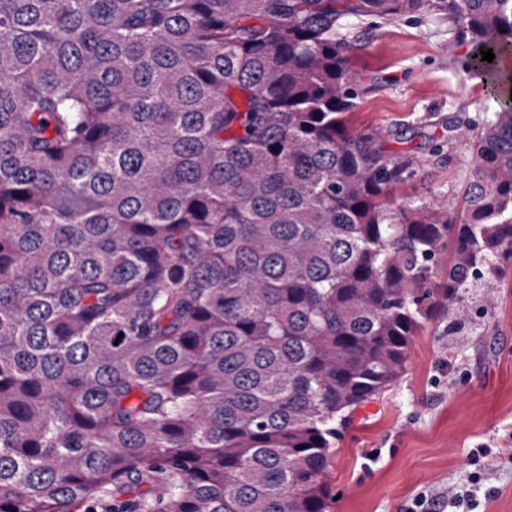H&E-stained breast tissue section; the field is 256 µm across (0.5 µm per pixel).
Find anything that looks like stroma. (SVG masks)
<instances>
[{"mask_svg":"<svg viewBox=\"0 0 512 512\" xmlns=\"http://www.w3.org/2000/svg\"><path fill=\"white\" fill-rule=\"evenodd\" d=\"M350 67L363 87L353 132L381 130L392 152L415 146L426 164L393 188L396 198L462 191L464 122L483 111L481 81L462 62L470 47L435 14L370 18L349 33ZM456 117L458 127L445 120ZM425 127L426 138H412ZM448 145L432 157L434 146ZM463 331L440 310L415 337L395 384L357 408L336 444L325 480L331 512H402L421 492L481 479L476 512H512V258L468 288ZM487 455L473 457L475 448Z\"/></svg>","mask_w":512,"mask_h":512,"instance_id":"1","label":"stroma"}]
</instances>
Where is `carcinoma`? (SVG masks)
Returning a JSON list of instances; mask_svg holds the SVG:
<instances>
[{
  "instance_id": "carcinoma-1",
  "label": "carcinoma",
  "mask_w": 512,
  "mask_h": 512,
  "mask_svg": "<svg viewBox=\"0 0 512 512\" xmlns=\"http://www.w3.org/2000/svg\"><path fill=\"white\" fill-rule=\"evenodd\" d=\"M432 12L492 109L462 197L394 199L426 160L349 129L344 30ZM511 257L512 0H0V512H330Z\"/></svg>"
}]
</instances>
